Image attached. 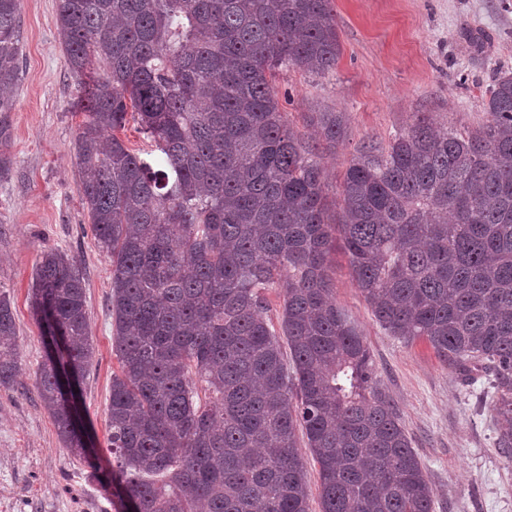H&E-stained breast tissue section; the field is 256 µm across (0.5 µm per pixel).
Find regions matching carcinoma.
Segmentation results:
<instances>
[{"mask_svg": "<svg viewBox=\"0 0 512 512\" xmlns=\"http://www.w3.org/2000/svg\"><path fill=\"white\" fill-rule=\"evenodd\" d=\"M57 28L84 88L80 191L111 265L120 372L105 476L118 512L128 499L138 512H309L301 436L319 466L321 512H432L434 489L369 350L331 299L335 241L386 331L425 341L466 382L491 372L497 446L512 455L511 74L488 88L489 119L474 130L438 132L421 112L388 148L365 145L332 220L321 154L344 116L317 113L310 141L273 84L290 65L336 70L332 0H58ZM20 41V0H0L1 140ZM131 122L156 154L128 145ZM274 288L279 336L267 318ZM31 306L66 337L39 367L38 397L96 471L99 450L59 390L69 365L82 375L94 361L76 261L42 252ZM20 365L0 292V387Z\"/></svg>", "mask_w": 512, "mask_h": 512, "instance_id": "carcinoma-1", "label": "carcinoma"}]
</instances>
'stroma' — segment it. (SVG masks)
<instances>
[{
	"label": "stroma",
	"instance_id": "35a3bbf8",
	"mask_svg": "<svg viewBox=\"0 0 512 512\" xmlns=\"http://www.w3.org/2000/svg\"><path fill=\"white\" fill-rule=\"evenodd\" d=\"M57 0H20V73L10 161L0 174V291L12 302L22 370L0 388V512H116L112 485L66 448L36 390L46 347L31 307L36 261L57 250L84 273L96 359L80 381L84 422L106 449L113 373L109 260L98 247L79 189L75 143L81 93L56 29ZM342 56L316 76L291 66L275 78L289 125L311 134L315 112H340L342 137L324 153L329 198L362 147L387 146L420 112L467 130L486 123L485 92L512 73V0H333ZM333 298L362 335L375 381L392 399L434 488L433 512H512V464L496 446L493 377L464 382L422 341L391 336L355 287L348 260L332 262Z\"/></svg>",
	"mask_w": 512,
	"mask_h": 512
}]
</instances>
